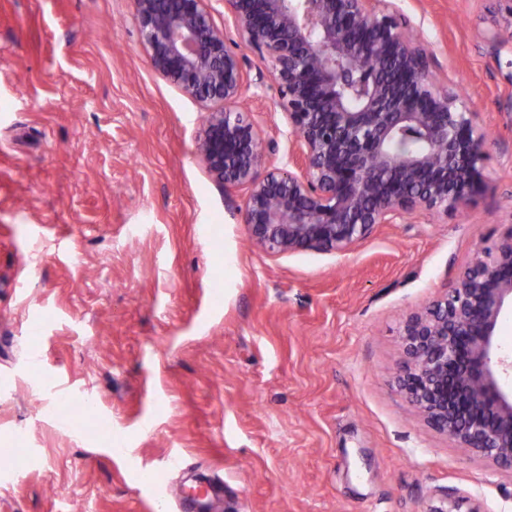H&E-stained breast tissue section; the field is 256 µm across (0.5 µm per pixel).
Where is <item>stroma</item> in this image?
<instances>
[{"label": "stroma", "mask_w": 512, "mask_h": 512, "mask_svg": "<svg viewBox=\"0 0 512 512\" xmlns=\"http://www.w3.org/2000/svg\"><path fill=\"white\" fill-rule=\"evenodd\" d=\"M490 134L487 190L345 252L270 255L196 157L203 106L151 69L133 0H0V512H512V474L428 426L398 330L512 226V50L492 0H391ZM244 109L292 143L269 65ZM38 346L42 363L30 359ZM92 416L61 421L59 401ZM496 2L494 19L490 26L482 32L485 41L490 43L497 50L505 46L500 40L498 29L502 25L512 28V0H492ZM224 493V482L219 476L201 479L195 484L189 486L188 491H184L185 501L192 502L195 508H209L208 503L213 498H218Z\"/></svg>", "instance_id": "1"}]
</instances>
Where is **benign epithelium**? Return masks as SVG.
<instances>
[{"label": "benign epithelium", "mask_w": 512, "mask_h": 512, "mask_svg": "<svg viewBox=\"0 0 512 512\" xmlns=\"http://www.w3.org/2000/svg\"><path fill=\"white\" fill-rule=\"evenodd\" d=\"M207 2L134 0V13L152 70L205 107L196 156L216 182L245 190L242 222L258 248L342 252L378 224L454 214L483 187L488 137L477 113L435 81L433 54L387 0H224L241 41L270 63L292 169L238 110L243 56ZM494 2L482 36L499 50L512 0ZM509 309L512 227L405 320L397 381L428 425L512 473V355L499 342Z\"/></svg>", "instance_id": "1"}]
</instances>
